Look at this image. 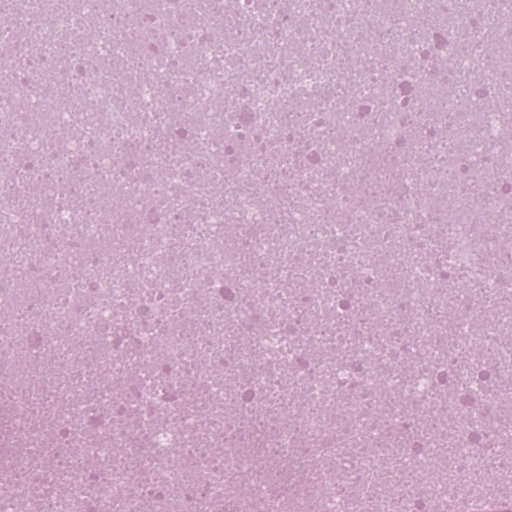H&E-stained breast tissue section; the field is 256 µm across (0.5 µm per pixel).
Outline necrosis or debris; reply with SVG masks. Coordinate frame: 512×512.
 <instances>
[{"label": "necrosis or debris", "mask_w": 512, "mask_h": 512, "mask_svg": "<svg viewBox=\"0 0 512 512\" xmlns=\"http://www.w3.org/2000/svg\"><path fill=\"white\" fill-rule=\"evenodd\" d=\"M399 2L0 0V512H456L489 452L512 479V10H459L463 45Z\"/></svg>", "instance_id": "1"}]
</instances>
